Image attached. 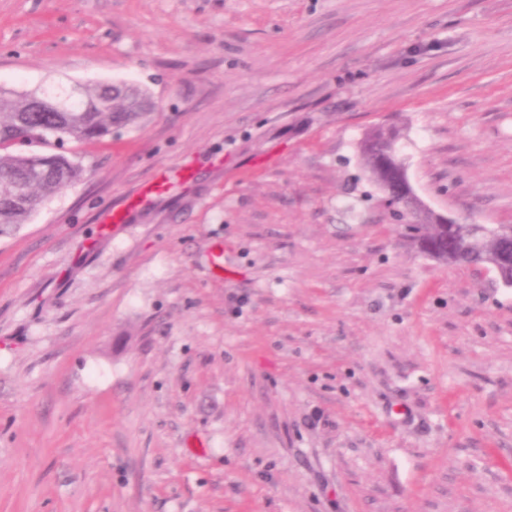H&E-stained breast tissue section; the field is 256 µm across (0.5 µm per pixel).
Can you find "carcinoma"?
I'll return each mask as SVG.
<instances>
[{
	"label": "carcinoma",
	"mask_w": 512,
	"mask_h": 512,
	"mask_svg": "<svg viewBox=\"0 0 512 512\" xmlns=\"http://www.w3.org/2000/svg\"><path fill=\"white\" fill-rule=\"evenodd\" d=\"M40 91L15 93L0 89V143L21 133H54L58 144L66 141L94 142L107 136L112 127L141 123L153 112L149 93L124 82L83 85L76 92L59 88L60 98L73 106L69 112H32L30 102ZM82 169L60 153H0V236L27 222L44 197L77 181ZM491 237L475 238L459 252L441 249L430 253L433 258L452 265L479 263L480 256L490 250L512 254V224L489 227ZM440 224L425 225V233L415 242L425 250L427 240L443 239Z\"/></svg>",
	"instance_id": "1"
}]
</instances>
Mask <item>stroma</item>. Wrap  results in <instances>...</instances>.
<instances>
[{"label":"stroma","mask_w":512,"mask_h":512,"mask_svg":"<svg viewBox=\"0 0 512 512\" xmlns=\"http://www.w3.org/2000/svg\"><path fill=\"white\" fill-rule=\"evenodd\" d=\"M112 81L154 112L0 238V512H512V287L358 151L512 224V0H0V87ZM379 171L380 189L385 195V201L411 218L410 223L412 224H408L407 227H415L418 230L421 225L425 227V233L414 239L422 252L444 263L465 266L478 264L480 256L490 250H494L496 254L510 253V256L512 255V224L509 226L486 225L493 236L471 240L468 248L463 252L458 250L448 252L443 243L441 250L437 253L426 250L423 245L425 241L437 239L443 241L445 231L441 224L445 225L448 231L456 237L458 233L462 232L469 238H471V231L476 225L460 223L453 217L428 209L409 182L406 163L401 162L400 165L392 166L380 156ZM430 220L432 223L427 224ZM461 225L465 226L462 230L460 229ZM457 242L460 246L458 237ZM496 254H490L486 258L485 265L498 269Z\"/></svg>","instance_id":"35a3bbf8"}]
</instances>
